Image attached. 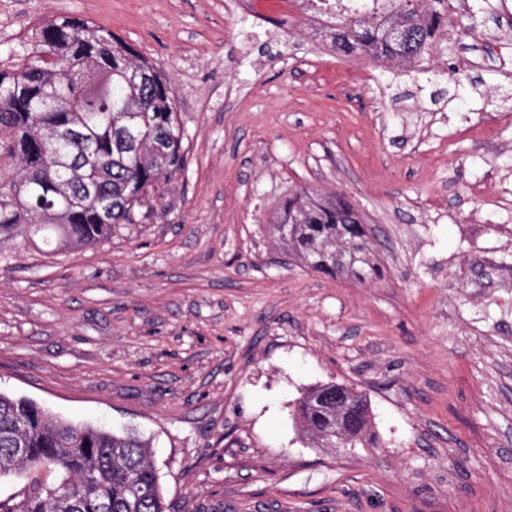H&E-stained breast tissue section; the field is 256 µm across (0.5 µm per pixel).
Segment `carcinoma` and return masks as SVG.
I'll return each mask as SVG.
<instances>
[{"mask_svg": "<svg viewBox=\"0 0 512 512\" xmlns=\"http://www.w3.org/2000/svg\"><path fill=\"white\" fill-rule=\"evenodd\" d=\"M378 14L330 15L342 26L339 48L375 60L416 62L448 31V0H370ZM404 44L385 37L391 25ZM0 134L16 170L0 173V245L53 231L60 246L92 245L136 220L158 187L185 165L184 131L170 83L112 31L88 20L53 18L39 28L28 57L0 68ZM338 197L288 198L279 223L265 225L301 263L336 274L377 273L370 235ZM301 432L323 448L371 439L366 399L334 382L303 393ZM45 479L29 478L43 466ZM27 478L0 497V512H170L151 461L150 441L61 420L45 406L0 392V480Z\"/></svg>", "mask_w": 512, "mask_h": 512, "instance_id": "obj_1", "label": "carcinoma"}]
</instances>
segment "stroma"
<instances>
[{"label":"stroma","instance_id":"obj_1","mask_svg":"<svg viewBox=\"0 0 512 512\" xmlns=\"http://www.w3.org/2000/svg\"><path fill=\"white\" fill-rule=\"evenodd\" d=\"M259 7L0 0V67L51 18L108 28L171 84L186 154L98 243L0 245V391L151 437L172 512H512V0H468L474 31L411 65ZM303 190L358 210L378 276L266 235ZM332 381L366 397L373 445L300 435L297 398Z\"/></svg>","mask_w":512,"mask_h":512}]
</instances>
